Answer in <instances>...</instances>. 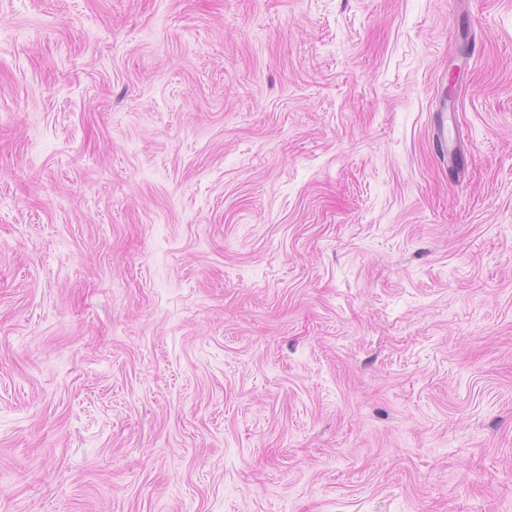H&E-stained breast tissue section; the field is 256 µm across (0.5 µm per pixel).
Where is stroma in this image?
<instances>
[{"instance_id": "1", "label": "stroma", "mask_w": 512, "mask_h": 512, "mask_svg": "<svg viewBox=\"0 0 512 512\" xmlns=\"http://www.w3.org/2000/svg\"><path fill=\"white\" fill-rule=\"evenodd\" d=\"M0 512H512V0H0Z\"/></svg>"}]
</instances>
